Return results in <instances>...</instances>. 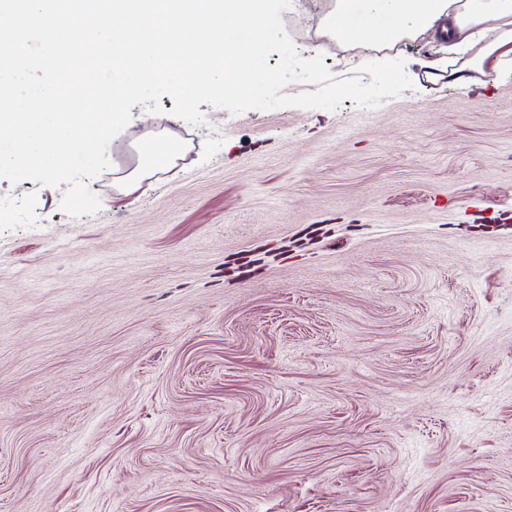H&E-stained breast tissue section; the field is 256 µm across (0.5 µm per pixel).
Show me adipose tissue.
Listing matches in <instances>:
<instances>
[{"instance_id": "obj_1", "label": "adipose tissue", "mask_w": 512, "mask_h": 512, "mask_svg": "<svg viewBox=\"0 0 512 512\" xmlns=\"http://www.w3.org/2000/svg\"><path fill=\"white\" fill-rule=\"evenodd\" d=\"M442 20L455 46L474 48V68L512 55V0H336L327 25L357 44L420 35Z\"/></svg>"}]
</instances>
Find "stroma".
I'll use <instances>...</instances> for the list:
<instances>
[{
    "instance_id": "1",
    "label": "stroma",
    "mask_w": 512,
    "mask_h": 512,
    "mask_svg": "<svg viewBox=\"0 0 512 512\" xmlns=\"http://www.w3.org/2000/svg\"><path fill=\"white\" fill-rule=\"evenodd\" d=\"M333 5L300 56L410 89L134 106L87 215L0 178V512H512V58Z\"/></svg>"
}]
</instances>
